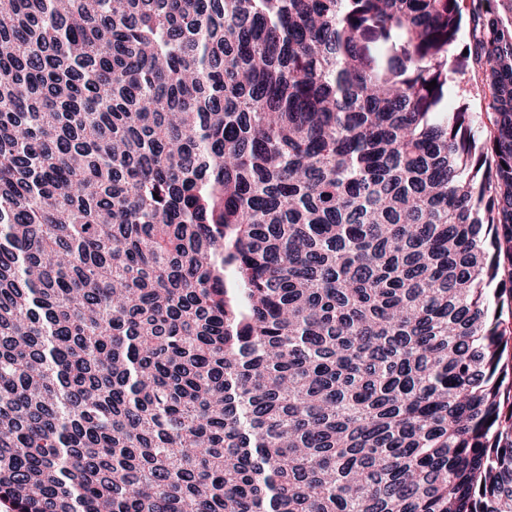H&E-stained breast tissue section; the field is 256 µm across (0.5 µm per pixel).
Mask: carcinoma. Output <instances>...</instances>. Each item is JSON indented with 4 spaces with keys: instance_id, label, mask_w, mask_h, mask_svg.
I'll list each match as a JSON object with an SVG mask.
<instances>
[{
    "instance_id": "obj_1",
    "label": "carcinoma",
    "mask_w": 512,
    "mask_h": 512,
    "mask_svg": "<svg viewBox=\"0 0 512 512\" xmlns=\"http://www.w3.org/2000/svg\"><path fill=\"white\" fill-rule=\"evenodd\" d=\"M484 2L486 139L464 0H0V499L512 512ZM479 1L478 0H465L464 4L466 9L465 13V21L462 25V29L459 33L457 42L453 47V53L464 55V49L470 50L472 45V12L477 16L479 14ZM467 61L463 69L452 74L448 80V110H452L461 102H466L474 123L487 136L492 127L488 98L476 93V88L482 86L485 66L476 64L471 57Z\"/></svg>"
}]
</instances>
